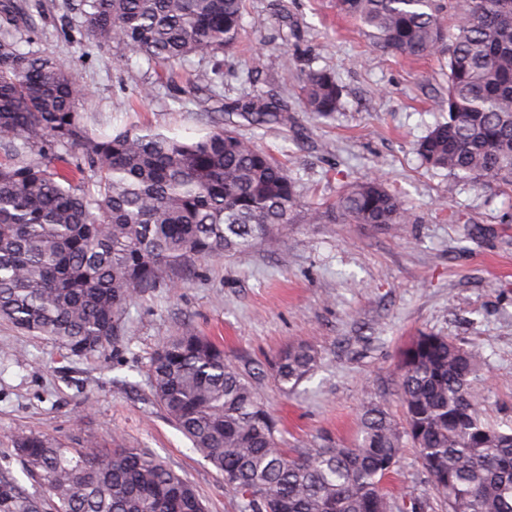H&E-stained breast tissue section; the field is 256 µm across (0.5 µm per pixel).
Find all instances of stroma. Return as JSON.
<instances>
[{
  "label": "stroma",
  "mask_w": 512,
  "mask_h": 512,
  "mask_svg": "<svg viewBox=\"0 0 512 512\" xmlns=\"http://www.w3.org/2000/svg\"><path fill=\"white\" fill-rule=\"evenodd\" d=\"M40 2L41 16L21 37L30 48L77 60L85 108L109 129L202 136L214 108L256 93L288 106L275 131L236 117L243 136L283 162L301 198L329 206L349 183L374 175L412 215L402 233L326 220L292 224L276 251L261 248L197 262L177 288L134 299L125 334L105 354L77 358L54 342L18 333L0 320V473L33 495L7 440L16 430L47 433L71 448L126 443L152 453L203 495L207 512H240L235 493L156 404L151 360L184 327L213 337L253 383L291 448L350 445L359 408L383 396L392 418L402 406L395 364L418 332L481 352L476 387L490 423L512 427V198L494 183L475 187L422 164L418 142L444 114L447 58L408 60L374 47L368 28L340 13L337 0H246L243 31L219 60L189 57L169 73L143 56L96 48L79 26L76 0ZM252 61L253 74L243 73ZM326 70L344 85L340 112L320 118L302 108L299 78ZM194 78L197 102L177 99ZM157 96L140 99L143 86ZM308 342L319 360L312 376L283 394L270 369L288 345ZM396 506L421 502L441 512L415 448L404 447L385 484Z\"/></svg>",
  "instance_id": "stroma-1"
}]
</instances>
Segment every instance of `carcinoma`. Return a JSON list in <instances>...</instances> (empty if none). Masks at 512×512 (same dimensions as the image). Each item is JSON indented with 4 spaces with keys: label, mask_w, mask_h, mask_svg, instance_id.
Listing matches in <instances>:
<instances>
[{
    "label": "carcinoma",
    "mask_w": 512,
    "mask_h": 512,
    "mask_svg": "<svg viewBox=\"0 0 512 512\" xmlns=\"http://www.w3.org/2000/svg\"><path fill=\"white\" fill-rule=\"evenodd\" d=\"M372 30L375 45L405 58L448 55V91L417 154L431 168L512 190V0H337ZM245 0H79L80 27L98 48L128 50L174 67L234 47ZM304 111L328 117L343 87L326 71L302 78ZM75 64L23 51L0 35V318L77 357L105 352L124 335L127 305L151 288H175L195 262L275 250L290 224H318L284 166L231 121L288 126V107L257 93L221 107L227 118L194 140L132 129L96 132L81 111ZM73 154L94 189L58 171ZM330 211L349 224L392 229L410 221L379 178L359 179ZM317 353L306 343L276 359L283 394L306 380ZM482 354L420 332L401 349L404 406L397 425L382 400L365 402L353 446L283 447L278 421L224 346L190 326L169 337L150 365L153 397L193 448L223 476L243 512H393L383 486L403 438L418 449L443 512H512V430L484 420L475 381ZM11 445L55 512H205L201 494L141 448H68L48 434L18 432ZM40 498L0 478V512H41Z\"/></svg>",
    "instance_id": "cac0c4a2"
}]
</instances>
